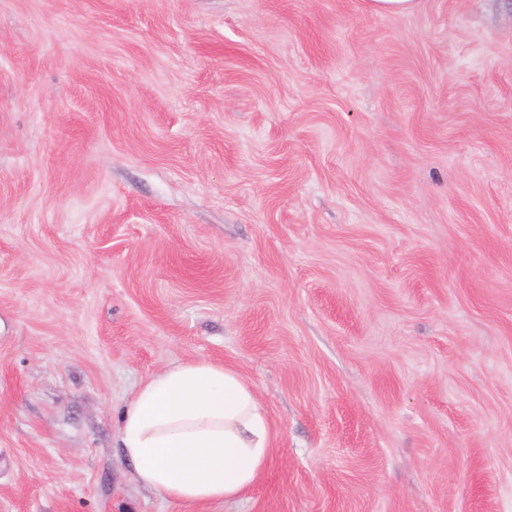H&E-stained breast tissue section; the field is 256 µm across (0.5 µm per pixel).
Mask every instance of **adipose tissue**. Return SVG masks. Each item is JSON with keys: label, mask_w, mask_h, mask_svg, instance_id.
<instances>
[{"label": "adipose tissue", "mask_w": 512, "mask_h": 512, "mask_svg": "<svg viewBox=\"0 0 512 512\" xmlns=\"http://www.w3.org/2000/svg\"><path fill=\"white\" fill-rule=\"evenodd\" d=\"M276 438L254 385L205 359L143 383L119 428L140 481L175 506L239 498L268 467Z\"/></svg>", "instance_id": "adipose-tissue-1"}]
</instances>
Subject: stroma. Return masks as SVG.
Listing matches in <instances>:
<instances>
[{
    "label": "stroma",
    "instance_id": "stroma-1",
    "mask_svg": "<svg viewBox=\"0 0 512 512\" xmlns=\"http://www.w3.org/2000/svg\"><path fill=\"white\" fill-rule=\"evenodd\" d=\"M196 359L279 442L176 508ZM0 512H512V0H0ZM419 0H368L371 11L379 14L406 15L414 12ZM276 438L254 385L205 359L143 383L119 428L140 481L175 506L239 498L268 467Z\"/></svg>",
    "mask_w": 512,
    "mask_h": 512
}]
</instances>
